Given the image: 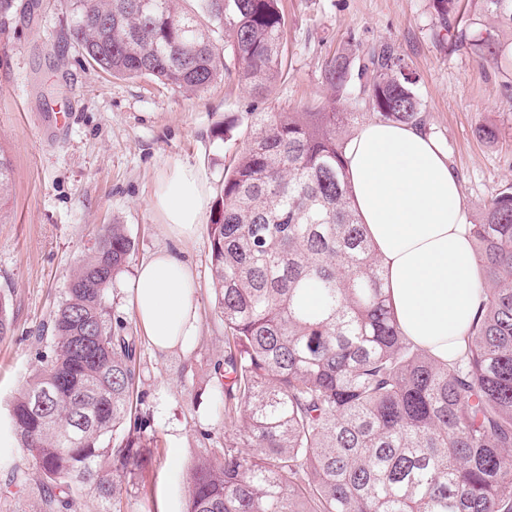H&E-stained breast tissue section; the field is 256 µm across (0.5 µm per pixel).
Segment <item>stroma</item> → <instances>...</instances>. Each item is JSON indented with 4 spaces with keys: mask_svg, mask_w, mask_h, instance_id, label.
<instances>
[{
    "mask_svg": "<svg viewBox=\"0 0 512 512\" xmlns=\"http://www.w3.org/2000/svg\"><path fill=\"white\" fill-rule=\"evenodd\" d=\"M34 2L33 13L0 21V151L13 180L0 211V296L12 323L0 342V512H48L42 477L21 461L8 413L47 351L42 338L73 269L103 226L124 225L133 243L108 290L113 319L132 327L136 269L170 243L153 205L163 173L192 165L217 200L252 111L331 108L327 58L354 44L394 46L415 78L428 133L460 174L468 218L512 184V30L479 7L466 14L473 44L458 50L432 0H281L283 73L257 99L234 77L186 92L108 76L70 38L69 0ZM490 32L494 56L482 46ZM65 111L72 118L63 123ZM485 122L497 126L496 143L476 138ZM178 248L196 276L200 336L190 350L166 354L139 340L137 412L158 446L152 466L118 487L120 512H182L195 458L224 444V393L213 371L224 356V322L214 308L207 226Z\"/></svg>",
    "mask_w": 512,
    "mask_h": 512,
    "instance_id": "obj_1",
    "label": "stroma"
}]
</instances>
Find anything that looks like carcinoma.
<instances>
[{
    "mask_svg": "<svg viewBox=\"0 0 512 512\" xmlns=\"http://www.w3.org/2000/svg\"><path fill=\"white\" fill-rule=\"evenodd\" d=\"M180 2L71 0V36L114 77L197 92L234 75L265 96L283 67L280 0ZM432 2L445 23L460 12ZM474 2L512 25V0ZM324 79L339 108L253 113L224 175L209 224L224 447L194 460L183 512H512V184L471 224L484 300L466 350L435 360L397 324L344 154L355 104L425 126L415 81L387 42L332 56ZM10 188L0 151V208ZM132 247L124 225L103 228L9 409L51 512H74L84 488L109 501L152 460L144 423L124 427L136 337L107 304Z\"/></svg>",
    "mask_w": 512,
    "mask_h": 512,
    "instance_id": "1",
    "label": "carcinoma"
}]
</instances>
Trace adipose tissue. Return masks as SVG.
<instances>
[{
  "label": "adipose tissue",
  "instance_id": "1",
  "mask_svg": "<svg viewBox=\"0 0 512 512\" xmlns=\"http://www.w3.org/2000/svg\"><path fill=\"white\" fill-rule=\"evenodd\" d=\"M345 157L353 205L385 271L401 330L437 359L457 357L483 301L457 170L436 139L404 124L362 125ZM154 205L171 239H192L208 205L199 172L188 164L172 169ZM195 289L191 267L169 249L138 267L129 301L158 353L195 344Z\"/></svg>",
  "mask_w": 512,
  "mask_h": 512
}]
</instances>
